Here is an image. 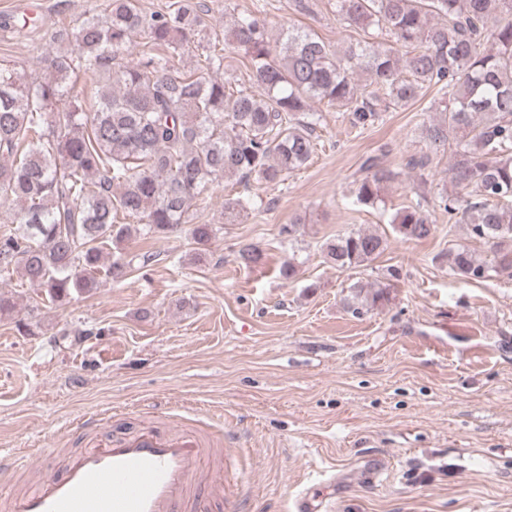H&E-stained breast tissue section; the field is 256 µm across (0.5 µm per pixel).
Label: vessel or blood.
<instances>
[{"instance_id":"1","label":"vessel or blood","mask_w":512,"mask_h":512,"mask_svg":"<svg viewBox=\"0 0 512 512\" xmlns=\"http://www.w3.org/2000/svg\"><path fill=\"white\" fill-rule=\"evenodd\" d=\"M92 437L61 465L19 494L0 496V512H205L199 492H224V453L195 433L143 429L104 435L97 413L84 415Z\"/></svg>"}]
</instances>
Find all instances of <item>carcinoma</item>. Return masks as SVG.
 Instances as JSON below:
<instances>
[{
    "label": "carcinoma",
    "mask_w": 512,
    "mask_h": 512,
    "mask_svg": "<svg viewBox=\"0 0 512 512\" xmlns=\"http://www.w3.org/2000/svg\"><path fill=\"white\" fill-rule=\"evenodd\" d=\"M332 8L336 21L360 33L341 50L294 24L272 42L258 9L225 26L224 45L243 53L259 93L210 78L224 70L215 41L205 66L174 67L172 58L205 27L196 0L151 13L138 0H110L106 17L92 14L77 26L78 55L48 59V78L1 63L0 203L12 206L13 226L0 228V272L18 271L63 305L98 288L103 275H126L131 262L118 250L106 265L103 249L134 233L186 227L205 246L220 227L191 223L190 208L226 178L276 184L306 166L316 149L312 102L349 113L364 129L381 108H406L435 87L441 97L428 111L438 118L422 129L429 152L408 166L424 178L432 156L450 152L452 190L437 206L491 254L451 250L450 271L471 281L512 278V0H334ZM382 35L390 38L385 47L376 42ZM138 39L141 59L127 66L123 52ZM103 70L107 82L83 107L71 75ZM362 172L354 202L372 207L397 173L376 156ZM252 206L248 196L226 199L224 223ZM391 223L407 240L435 230L419 202ZM385 247L377 232L322 244L338 268L374 260ZM239 259L256 266L265 250L246 244Z\"/></svg>",
    "instance_id": "obj_1"
}]
</instances>
